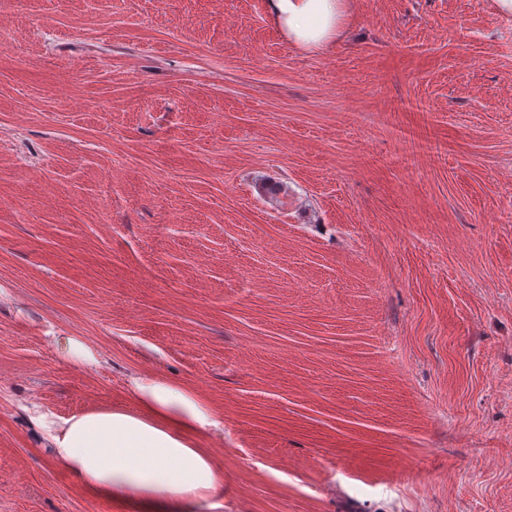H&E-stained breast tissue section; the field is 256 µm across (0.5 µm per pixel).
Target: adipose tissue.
Returning a JSON list of instances; mask_svg holds the SVG:
<instances>
[{"label": "adipose tissue", "instance_id": "obj_1", "mask_svg": "<svg viewBox=\"0 0 512 512\" xmlns=\"http://www.w3.org/2000/svg\"><path fill=\"white\" fill-rule=\"evenodd\" d=\"M269 17L288 41L321 52L339 39L347 0H268ZM140 410L97 409L66 419L40 416L55 458L94 495L133 512H183L186 503L219 494L224 474L197 436L223 424L193 393L162 378H137Z\"/></svg>", "mask_w": 512, "mask_h": 512}]
</instances>
